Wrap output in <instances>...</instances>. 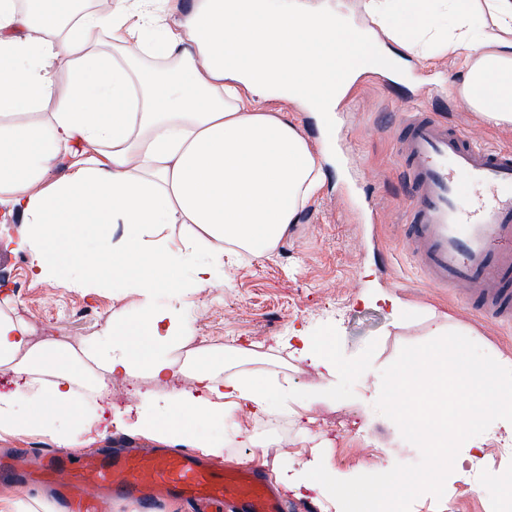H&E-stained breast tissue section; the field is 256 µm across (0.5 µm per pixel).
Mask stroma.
<instances>
[{
	"label": "stroma",
	"mask_w": 512,
	"mask_h": 512,
	"mask_svg": "<svg viewBox=\"0 0 512 512\" xmlns=\"http://www.w3.org/2000/svg\"><path fill=\"white\" fill-rule=\"evenodd\" d=\"M400 66V82L388 71L362 73L328 125L279 98L269 100L321 156L322 187L273 252L260 259L225 255L223 279L186 296L192 344L265 354L290 327H303L335 337L336 357L348 370L335 403L315 404L298 416H238V437L224 452L225 464L248 458L272 476L284 465L300 466L318 450L354 481L391 470H425L428 451L407 443L398 405L376 394L360 398V391L392 380L418 349L444 346L449 354L492 367L512 360V325H495L462 299L429 286L406 247L410 200L397 167L395 136L400 117L416 108L488 146L512 149V130L481 119L458 95L463 69L454 54L424 58L406 52ZM373 211L374 224L368 219ZM10 255L0 277V307L26 322L35 341L66 336L77 345L113 316L129 322L140 316L138 293L110 286L72 290L34 277L24 252ZM380 293L397 296L401 312L377 302ZM437 322L445 326L443 335L431 333ZM361 363L369 377L357 372ZM155 388L145 378L113 381L101 402L96 447L129 441L154 447L148 436L110 421L117 411L134 414L140 394ZM36 497L60 501L30 481L26 466H18L13 480L0 484V512H7L8 503ZM503 502L499 485L474 469L460 447L445 479L399 503L382 501L380 512H504Z\"/></svg>",
	"instance_id": "35a3bbf8"
}]
</instances>
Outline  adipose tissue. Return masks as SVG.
<instances>
[{"label":"adipose tissue","mask_w":512,"mask_h":512,"mask_svg":"<svg viewBox=\"0 0 512 512\" xmlns=\"http://www.w3.org/2000/svg\"><path fill=\"white\" fill-rule=\"evenodd\" d=\"M171 3L119 0L98 12L73 10L72 0H36L25 10L0 0V223L24 224L18 246L36 278L79 290L115 283L141 295L137 323L112 318L76 347L63 338L33 342L24 323L0 310V370L22 382L0 394V435L41 434L79 450L93 440L109 383L146 377L167 391L142 395L135 419L118 412L113 425L220 458L233 438L205 425L335 399L342 368L334 337L292 329L280 339L329 375L307 396L247 349L185 348L182 297L223 276L225 249L254 258L272 252L321 188L319 154L268 108L270 96L331 117L361 73L397 64L392 53H366L382 36L408 52L455 53L460 96L482 118L512 128V0H361L359 30L343 29L318 6L198 0L175 20ZM436 7L455 19L442 33L429 22ZM102 31L111 53L98 48ZM114 224L125 227L116 243ZM178 224L195 231L175 237ZM79 239L95 241L98 258H77ZM181 375L192 389L174 386ZM384 391L402 400L400 418L430 450L432 473L450 468L461 446L477 468L488 443L512 447V362L452 366L447 350L420 349ZM276 478L317 483L331 504L348 492L359 512L424 488L398 471L349 487L320 453Z\"/></svg>","instance_id":"adipose-tissue-1"}]
</instances>
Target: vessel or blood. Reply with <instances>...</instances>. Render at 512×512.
I'll return each mask as SVG.
<instances>
[{
	"label": "vessel or blood",
	"instance_id": "vessel-or-blood-1",
	"mask_svg": "<svg viewBox=\"0 0 512 512\" xmlns=\"http://www.w3.org/2000/svg\"><path fill=\"white\" fill-rule=\"evenodd\" d=\"M397 161L411 200L404 240L434 288L461 295L495 324H512V152L475 146L428 111L397 129ZM475 189L459 196V179ZM33 480L56 485L72 512L101 501L158 512L177 498L191 512H288L284 496L254 465L219 468L190 450L54 448L28 459Z\"/></svg>",
	"mask_w": 512,
	"mask_h": 512
}]
</instances>
